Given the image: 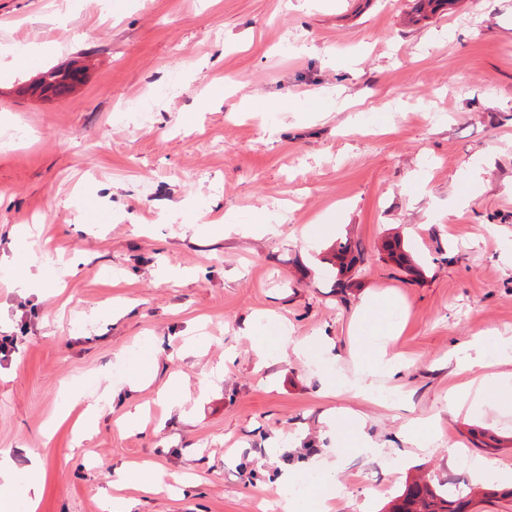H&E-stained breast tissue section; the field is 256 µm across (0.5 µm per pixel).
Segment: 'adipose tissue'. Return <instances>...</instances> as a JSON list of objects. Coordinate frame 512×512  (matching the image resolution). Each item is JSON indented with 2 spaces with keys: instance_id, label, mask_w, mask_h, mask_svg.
I'll list each match as a JSON object with an SVG mask.
<instances>
[{
  "instance_id": "adipose-tissue-1",
  "label": "adipose tissue",
  "mask_w": 512,
  "mask_h": 512,
  "mask_svg": "<svg viewBox=\"0 0 512 512\" xmlns=\"http://www.w3.org/2000/svg\"><path fill=\"white\" fill-rule=\"evenodd\" d=\"M395 307L394 300L373 297L365 299L359 307L355 328L357 343L352 353L361 368V374L359 378L341 383L342 388L351 391L355 397L370 399L375 377L399 370L398 356L389 351L393 336L400 330L398 322L388 319ZM448 357L455 361L459 371H469L476 367L485 370L479 383L467 382L449 388V409L470 411L483 405L488 397L501 399L512 395V382L487 370L490 360H512V339L502 338L490 343L479 336L470 341L466 348L449 350Z\"/></svg>"
}]
</instances>
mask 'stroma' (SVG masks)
<instances>
[{"label":"stroma","mask_w":512,"mask_h":512,"mask_svg":"<svg viewBox=\"0 0 512 512\" xmlns=\"http://www.w3.org/2000/svg\"><path fill=\"white\" fill-rule=\"evenodd\" d=\"M32 44L47 56L0 79V260L25 246L49 282L0 269V335L18 337L0 362L15 507L35 456L36 512H109L117 470L141 468L160 485L125 482L133 512H275L279 472L315 458L332 466L331 512H382L427 474L473 488L472 512H512V404L462 418L445 399L470 378L450 348L512 337V0L427 15L416 0H0V46ZM84 56L71 95L20 94ZM258 218L278 235L243 232ZM391 237L410 268L388 262ZM345 242L365 260L341 294L322 258ZM381 293L398 301L390 348L407 365L375 384L399 399L325 393L357 377L354 313ZM263 317L324 354L260 360ZM428 417L441 440L405 443ZM357 421L385 459L351 442ZM452 447L496 478L450 463Z\"/></svg>","instance_id":"1"}]
</instances>
